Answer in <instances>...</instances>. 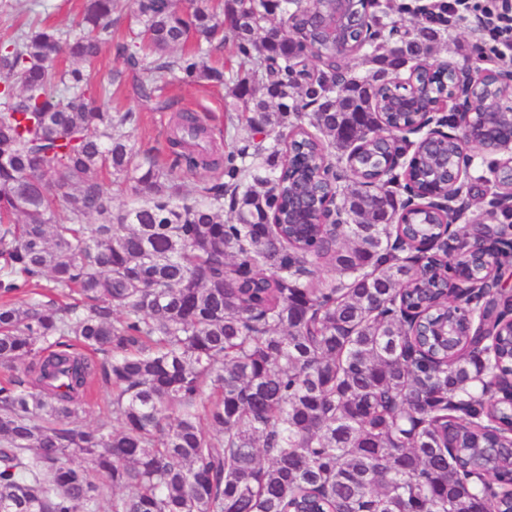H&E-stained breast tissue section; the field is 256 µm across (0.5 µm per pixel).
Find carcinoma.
Here are the masks:
<instances>
[{
	"instance_id": "cac0c4a2",
	"label": "carcinoma",
	"mask_w": 512,
	"mask_h": 512,
	"mask_svg": "<svg viewBox=\"0 0 512 512\" xmlns=\"http://www.w3.org/2000/svg\"><path fill=\"white\" fill-rule=\"evenodd\" d=\"M117 2L86 0L83 34L33 25L0 44V364L25 373L0 385V512H99L107 488L110 512H512V400L492 389L512 384V290L461 304L440 258L409 262L397 220L441 225L398 216L397 189L425 182L430 153L386 169L406 139L376 138L395 71L428 64L441 30L393 21L400 53L385 52L369 17L347 42L372 68L353 78L332 45L302 42L328 0H134L124 69L96 97ZM226 27L244 71L234 149L199 153L211 132L182 114L169 165L138 154L139 114L98 98L122 75L147 101L175 80L224 84L203 54ZM60 54L79 66L55 71ZM446 91L443 73L420 80L428 99ZM335 162L346 224L289 223L298 184L322 200ZM198 170L188 199L177 172ZM105 175L142 204L114 212ZM484 237L512 262V212ZM472 305L495 319L489 355ZM410 307L448 332L421 338L428 356ZM98 382L116 428L75 424Z\"/></svg>"
}]
</instances>
